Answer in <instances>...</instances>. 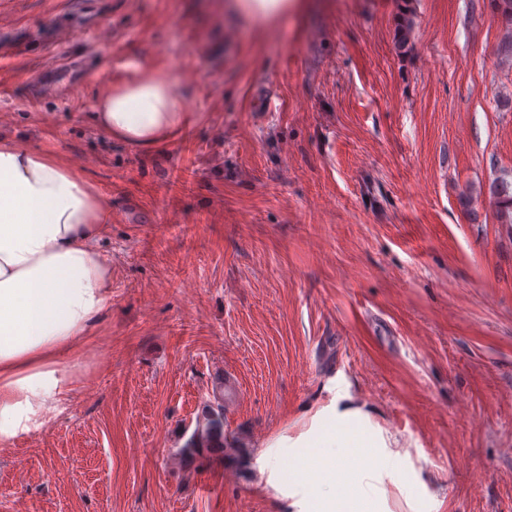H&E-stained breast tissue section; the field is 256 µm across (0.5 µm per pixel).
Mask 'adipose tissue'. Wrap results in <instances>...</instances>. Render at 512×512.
I'll return each instance as SVG.
<instances>
[{
  "mask_svg": "<svg viewBox=\"0 0 512 512\" xmlns=\"http://www.w3.org/2000/svg\"><path fill=\"white\" fill-rule=\"evenodd\" d=\"M126 68L127 79L94 98L98 129L138 148L174 138L191 121L178 80L159 78L140 61ZM109 220L105 198L81 171L0 136L1 445L53 423L74 389L61 358L88 335L111 300L112 264L97 247ZM367 422L360 409L335 405L312 416L305 443L336 450L323 463L333 486L328 495L276 467L289 452L279 440L261 450L259 474L281 489L288 512H387L351 471L357 455L375 468L394 458Z\"/></svg>",
  "mask_w": 512,
  "mask_h": 512,
  "instance_id": "adipose-tissue-1",
  "label": "adipose tissue"
}]
</instances>
